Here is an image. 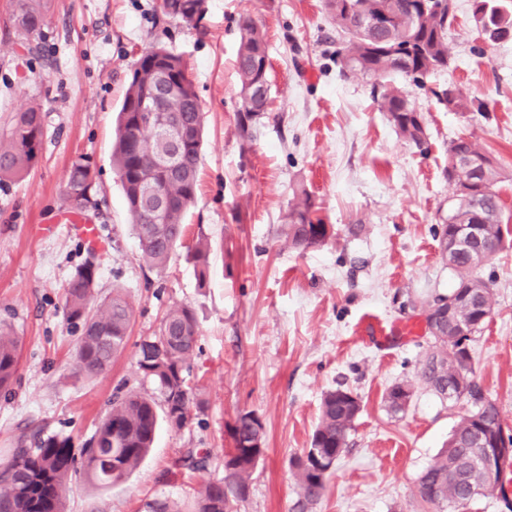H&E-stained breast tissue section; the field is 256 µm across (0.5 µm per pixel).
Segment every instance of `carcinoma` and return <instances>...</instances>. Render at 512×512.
I'll return each mask as SVG.
<instances>
[{
    "instance_id": "obj_1",
    "label": "carcinoma",
    "mask_w": 512,
    "mask_h": 512,
    "mask_svg": "<svg viewBox=\"0 0 512 512\" xmlns=\"http://www.w3.org/2000/svg\"><path fill=\"white\" fill-rule=\"evenodd\" d=\"M324 7L342 36L336 47V65L341 77L358 76L372 81V92L395 133L418 148L426 143L423 115L411 103L406 91L392 81L399 75L415 83L450 64L448 30L456 20L454 0H324ZM473 17L491 42L500 32H512V0H473ZM42 10L30 0H17L16 22L26 34L40 29ZM141 68L130 77L117 112L112 167L122 189L132 231L138 240L140 257L150 268L162 270L181 244L185 218L197 199L198 171L204 145V115L184 58L163 46H152L139 58ZM268 48L264 33L250 18L239 26L236 69L240 99L250 100V108L238 111V131L251 138L253 124L261 118L271 93L268 78ZM165 70L173 87L172 111L193 132L191 142L178 156L174 172L159 163L166 131L159 125L141 128L133 124L135 107L155 88L160 70ZM441 104L452 112L480 108L458 88L436 93ZM44 122L41 108L31 106L14 116L9 132L0 138V177H21L38 163L43 147ZM448 181L455 192L440 233L451 234L452 225L477 222L484 237L496 250L502 243L501 203L495 185L501 178L496 159L468 136H461L448 147ZM160 188L168 206L159 223L150 224L147 210L139 200L142 187ZM480 188V210L471 211L466 190ZM95 175L90 165L73 163L65 186L66 199L73 213L97 208ZM288 247L299 252L318 247L331 237V228L316 216L314 199L297 183L281 225ZM211 245L201 235L187 254L200 285L208 279ZM456 278V286L445 293L434 290L422 303L434 308L462 292L473 296L470 305L458 311L461 322L476 334L485 312L492 311L489 281L480 273L482 265L467 253H458L446 263ZM98 288L97 268L88 256L69 279L65 289L66 320L80 329L75 349L78 371L87 376L104 373L112 360L127 346L133 307L119 289L92 305ZM198 341V321L188 305H178L165 313L158 332L138 344L137 370L155 386L161 403L135 390L112 399V408L98 423L84 448H72L70 439L49 436L38 439L33 448L14 450L11 459L0 466V512H64L68 478L77 458L84 459L85 474L91 486L110 487L134 471L153 447L160 422L180 430L203 409L199 388L190 384L192 357ZM433 352L427 357L419 380L441 399L466 398L471 410L462 414L448 441L416 481L415 498L422 509L457 512L471 501L470 487L483 484L491 490L503 466L494 477L484 478L473 465L478 445L493 447L503 436L496 404L484 397L470 378L471 360L460 341L450 336L432 339ZM18 341L0 329V391L8 392L18 370ZM347 389L327 392L321 401L319 420L310 447L293 456L290 466L298 487V512H306L326 489L324 469L336 465V453H344L353 429L355 413L341 397ZM414 394L411 383L390 387L385 401L390 413L405 411ZM233 448L224 453V479L201 486L194 501V512H231L230 498H243L249 479L265 453L264 426L254 412L237 415L232 427Z\"/></svg>"
}]
</instances>
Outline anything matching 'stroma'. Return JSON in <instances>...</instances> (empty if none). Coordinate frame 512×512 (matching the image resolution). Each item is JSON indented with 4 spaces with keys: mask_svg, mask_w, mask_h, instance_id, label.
Instances as JSON below:
<instances>
[{
    "mask_svg": "<svg viewBox=\"0 0 512 512\" xmlns=\"http://www.w3.org/2000/svg\"><path fill=\"white\" fill-rule=\"evenodd\" d=\"M41 30L15 24L17 0H0V135L15 113L40 105L45 137L35 168L0 180V324L18 340L13 389L0 392V464L22 433L70 438L81 447L118 389L153 394L136 367L137 347L166 310L191 305L199 336L190 380L204 410L181 431L160 427L154 447L126 480L91 492L74 475L65 512H149L156 501L186 505L201 484L223 479L224 452L239 413L264 424L266 453L245 499L232 512H294L290 460L308 447L323 395L344 388L361 411L348 447L309 512H418L421 471L438 454L466 401L437 398L419 384L431 350L428 333L386 353L368 345L372 322H423L421 303L454 288L438 235L454 188L444 175L448 146L461 136L499 160L495 186L508 226L505 245L481 269L493 310L468 346L472 378L498 407L512 436V40L493 43L457 0L448 32L451 62L425 81L405 82L424 117L427 142L400 139L365 79L343 80L333 61L336 30L323 0H207L198 22L156 24L162 0H42ZM267 33L272 103L243 142L237 128L239 22ZM38 42L53 68L26 53ZM163 44L182 53L205 112L198 201L182 246L163 272L139 258L122 191L112 169L116 109L141 52ZM457 87L481 107L448 111L435 93ZM85 159L97 175L100 295L122 289L134 309L125 351L93 378L75 369L80 335L65 319L64 287L86 253L63 194L71 165ZM314 196L328 243L305 253L279 235L295 183ZM361 225L350 234L349 225ZM211 242L207 284L189 249ZM415 394L403 413L384 402L393 384ZM210 451L206 469L189 470V449Z\"/></svg>",
    "mask_w": 512,
    "mask_h": 512,
    "instance_id": "1",
    "label": "stroma"
}]
</instances>
